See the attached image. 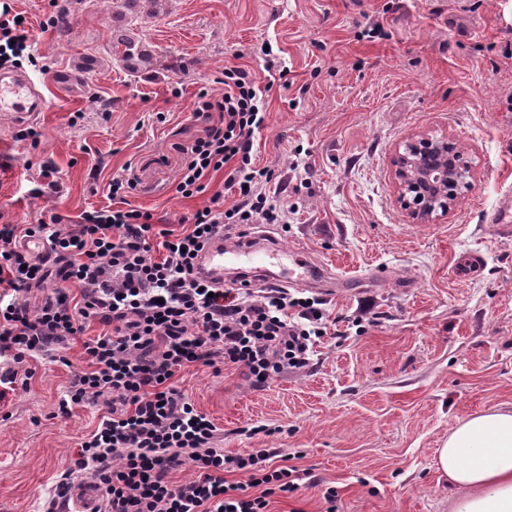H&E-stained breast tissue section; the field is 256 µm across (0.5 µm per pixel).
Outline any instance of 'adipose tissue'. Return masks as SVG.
Returning <instances> with one entry per match:
<instances>
[{"label":"adipose tissue","instance_id":"ef3b65f1","mask_svg":"<svg viewBox=\"0 0 512 512\" xmlns=\"http://www.w3.org/2000/svg\"><path fill=\"white\" fill-rule=\"evenodd\" d=\"M435 464L457 492L453 512H512V411L460 420L436 449Z\"/></svg>","mask_w":512,"mask_h":512}]
</instances>
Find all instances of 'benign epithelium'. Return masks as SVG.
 Wrapping results in <instances>:
<instances>
[{
    "label": "benign epithelium",
    "instance_id": "1",
    "mask_svg": "<svg viewBox=\"0 0 512 512\" xmlns=\"http://www.w3.org/2000/svg\"><path fill=\"white\" fill-rule=\"evenodd\" d=\"M398 202L410 217L431 221L448 214L457 200L446 186L468 177L466 188L473 186L474 170L462 160L446 138L421 135L399 146L393 160Z\"/></svg>",
    "mask_w": 512,
    "mask_h": 512
}]
</instances>
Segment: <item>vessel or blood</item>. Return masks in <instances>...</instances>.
Listing matches in <instances>:
<instances>
[{"instance_id":"obj_1","label":"vessel or blood","mask_w":512,"mask_h":512,"mask_svg":"<svg viewBox=\"0 0 512 512\" xmlns=\"http://www.w3.org/2000/svg\"><path fill=\"white\" fill-rule=\"evenodd\" d=\"M43 109L44 99L35 79L28 73L0 75V112H12L23 119ZM200 264L205 274L218 280L223 279L224 268L228 265L260 273L273 265H286L287 273L281 279L285 285L308 282L315 276L311 266L298 252L264 243L258 236L233 246L216 241L202 254Z\"/></svg>"}]
</instances>
